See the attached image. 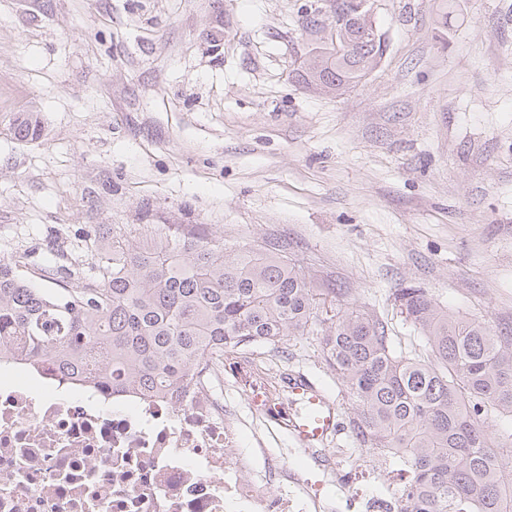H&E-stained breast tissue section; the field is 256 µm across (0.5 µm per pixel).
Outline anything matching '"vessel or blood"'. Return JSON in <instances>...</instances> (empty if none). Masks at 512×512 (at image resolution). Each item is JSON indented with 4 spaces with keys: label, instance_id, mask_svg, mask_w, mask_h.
<instances>
[{
    "label": "vessel or blood",
    "instance_id": "1",
    "mask_svg": "<svg viewBox=\"0 0 512 512\" xmlns=\"http://www.w3.org/2000/svg\"><path fill=\"white\" fill-rule=\"evenodd\" d=\"M288 391L299 406L293 414L272 404L258 391L252 392L249 400L254 409L277 421L296 443L304 447L324 443L339 432L340 422L333 402L314 383L304 376H293L288 380Z\"/></svg>",
    "mask_w": 512,
    "mask_h": 512
}]
</instances>
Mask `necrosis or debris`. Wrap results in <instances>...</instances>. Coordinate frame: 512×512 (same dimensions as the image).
Wrapping results in <instances>:
<instances>
[{
	"mask_svg": "<svg viewBox=\"0 0 512 512\" xmlns=\"http://www.w3.org/2000/svg\"><path fill=\"white\" fill-rule=\"evenodd\" d=\"M221 377L206 359L162 394L114 393L0 361V512H325L239 452Z\"/></svg>",
	"mask_w": 512,
	"mask_h": 512,
	"instance_id": "1",
	"label": "necrosis or debris"
}]
</instances>
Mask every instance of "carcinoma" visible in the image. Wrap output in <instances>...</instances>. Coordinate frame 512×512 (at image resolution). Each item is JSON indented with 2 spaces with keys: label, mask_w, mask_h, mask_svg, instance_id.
Returning <instances> with one entry per match:
<instances>
[{
  "label": "carcinoma",
  "mask_w": 512,
  "mask_h": 512,
  "mask_svg": "<svg viewBox=\"0 0 512 512\" xmlns=\"http://www.w3.org/2000/svg\"><path fill=\"white\" fill-rule=\"evenodd\" d=\"M313 55L308 85L339 92L386 52L382 37ZM19 141L38 117L14 120ZM95 274L37 288L14 256L0 260V355L46 359L66 375L115 390L159 394L214 355L246 345L280 349L319 325L324 359L354 404L357 439L403 461L396 512H512V469L492 446L490 420L512 416V331L440 306L423 288L396 302L421 330L431 360L397 354L382 321L336 305L298 261L273 244L228 252L224 240L154 229L84 240Z\"/></svg>",
  "instance_id": "carcinoma-1"
}]
</instances>
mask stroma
Returning a JSON list of instances; mask_svg holds the SVG:
<instances>
[{"instance_id":"stroma-1","label":"stroma","mask_w":512,"mask_h":512,"mask_svg":"<svg viewBox=\"0 0 512 512\" xmlns=\"http://www.w3.org/2000/svg\"><path fill=\"white\" fill-rule=\"evenodd\" d=\"M309 3L0 0V259L28 252L51 288L90 269L87 236L193 229L282 246L407 355H428L394 301L410 285L512 330V0H379L387 51L340 95L298 77L336 9ZM24 112L36 140L9 129ZM233 363L218 389L241 450L262 436L259 470L288 467L326 512L394 499L401 464L356 443L316 334ZM239 365L325 388L333 469L254 412Z\"/></svg>"}]
</instances>
